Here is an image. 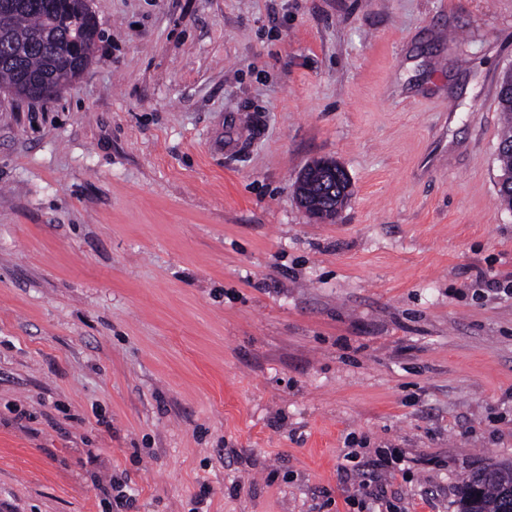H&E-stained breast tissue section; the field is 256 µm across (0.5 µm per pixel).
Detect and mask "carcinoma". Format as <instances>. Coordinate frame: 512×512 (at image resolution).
Returning <instances> with one entry per match:
<instances>
[{"label": "carcinoma", "instance_id": "obj_1", "mask_svg": "<svg viewBox=\"0 0 512 512\" xmlns=\"http://www.w3.org/2000/svg\"><path fill=\"white\" fill-rule=\"evenodd\" d=\"M99 32L81 0H43L0 23V85L18 97L44 91L89 63ZM504 129L499 143L512 146V100L498 97ZM460 512H512V464L470 475L459 491Z\"/></svg>", "mask_w": 512, "mask_h": 512}]
</instances>
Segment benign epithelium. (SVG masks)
Masks as SVG:
<instances>
[{
  "instance_id": "obj_1",
  "label": "benign epithelium",
  "mask_w": 512,
  "mask_h": 512,
  "mask_svg": "<svg viewBox=\"0 0 512 512\" xmlns=\"http://www.w3.org/2000/svg\"><path fill=\"white\" fill-rule=\"evenodd\" d=\"M351 189L346 170L335 161L318 159L301 171L295 196L302 210L316 222L336 219Z\"/></svg>"
}]
</instances>
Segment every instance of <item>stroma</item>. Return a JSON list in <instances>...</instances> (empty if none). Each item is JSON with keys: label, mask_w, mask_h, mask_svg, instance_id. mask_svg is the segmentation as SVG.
Wrapping results in <instances>:
<instances>
[{"label": "stroma", "mask_w": 512, "mask_h": 512, "mask_svg": "<svg viewBox=\"0 0 512 512\" xmlns=\"http://www.w3.org/2000/svg\"><path fill=\"white\" fill-rule=\"evenodd\" d=\"M89 7L73 84L0 89V512H458L512 462V0ZM351 189L346 170L334 160L311 161L301 171L295 196L302 210L316 222L335 221Z\"/></svg>", "instance_id": "obj_1"}]
</instances>
